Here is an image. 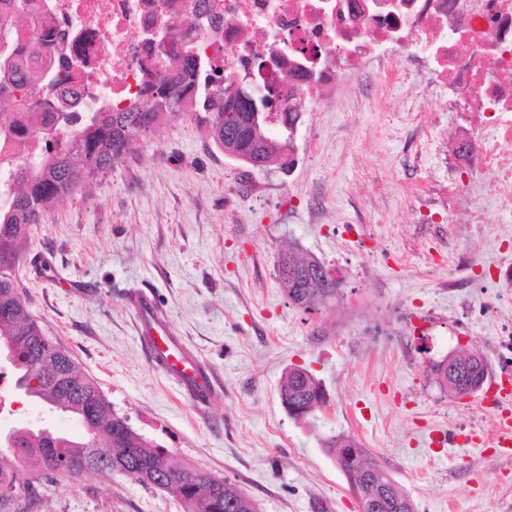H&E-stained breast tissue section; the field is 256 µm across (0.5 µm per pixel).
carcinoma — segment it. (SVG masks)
Here are the masks:
<instances>
[{"mask_svg": "<svg viewBox=\"0 0 512 512\" xmlns=\"http://www.w3.org/2000/svg\"><path fill=\"white\" fill-rule=\"evenodd\" d=\"M36 40V33L30 29L18 38L0 39L7 45L6 53L0 57V89L13 92L17 102L30 98L36 84H46L47 71L54 77L53 86L62 83L58 69L39 60ZM247 98L244 86L224 95V77L212 73L205 52L187 49L176 69L151 85L147 93L131 100L123 110L114 111L102 105L93 112H72L59 123L51 110L31 112L22 128L0 124V141L25 139L32 149L25 160L0 155V168L9 172L7 199L0 202V343L7 341L15 349L16 384L25 386L29 396L47 400L82 421L88 403L94 402L98 408L92 434L67 439L68 447L52 464L44 463L42 449L48 447L49 436L42 429L27 428L16 440L14 449H0L1 499L31 494L30 483L24 478L28 471L50 479L84 475L85 470L73 468L70 463L95 450L110 456L112 473L127 474L148 488L168 494L185 505V512H241L230 506V502L244 496L239 487H228L224 479L200 467L175 461L163 446L135 431L127 417L112 409V402L62 345L45 337L17 283L15 269L32 226L43 223L50 210L81 183L108 172L112 165L131 154L162 117L203 112L208 136L224 154L247 164L251 159V142L263 135L273 141L265 161L278 160L288 151V137L274 135L264 127L259 129L253 122L233 137L225 138L224 113L247 110ZM52 126L60 137L51 145L42 139V133ZM318 266L313 255L300 257L290 250L279 254L277 278L291 304L306 313L319 311L341 294L338 283L330 290L323 289L317 278ZM62 365L67 367L77 390L75 396L60 395L41 383L40 372H50ZM449 367L453 371L443 373L437 364L433 372L438 382L456 395L463 382L488 373L486 358L476 349L452 355ZM317 388L319 382L311 376L290 370L281 382V403L293 417L304 418L316 409L310 394ZM343 441L357 449L356 456L344 461L352 481L362 479V467L377 470L378 465L367 457V449L349 436H332L325 441V448L334 452Z\"/></svg>", "mask_w": 512, "mask_h": 512, "instance_id": "carcinoma-1", "label": "carcinoma"}]
</instances>
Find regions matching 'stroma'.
I'll list each match as a JSON object with an SVG mask.
<instances>
[{
  "instance_id": "obj_1",
  "label": "stroma",
  "mask_w": 512,
  "mask_h": 512,
  "mask_svg": "<svg viewBox=\"0 0 512 512\" xmlns=\"http://www.w3.org/2000/svg\"><path fill=\"white\" fill-rule=\"evenodd\" d=\"M336 98L302 113L285 170L224 155L195 113L153 128L33 227L17 272L30 311L137 432L233 481L259 512H358L324 448L338 434L367 448L417 512H512V459L447 440L492 437L495 408L451 395L432 372L475 348L490 378L512 373L501 344L512 288L480 276L512 264V223H449L434 183H468L470 203L485 206L493 189L431 149L448 113L418 83L382 84L368 70ZM289 248L336 270V302L314 314L289 302L276 276ZM133 287L155 294L215 370L222 389L203 410L148 362L125 300ZM295 366L329 396L305 419L279 398ZM6 374L0 427L72 433L68 415L16 390L14 368ZM30 479L34 498L0 512H184L126 475Z\"/></svg>"
}]
</instances>
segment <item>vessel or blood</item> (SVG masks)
Instances as JSON below:
<instances>
[{
  "instance_id": "1",
  "label": "vessel or blood",
  "mask_w": 512,
  "mask_h": 512,
  "mask_svg": "<svg viewBox=\"0 0 512 512\" xmlns=\"http://www.w3.org/2000/svg\"><path fill=\"white\" fill-rule=\"evenodd\" d=\"M128 303L133 310L135 330L154 368L172 379L183 398L194 407L207 406L218 393L219 381L212 367L199 358L178 336L171 320L154 295L131 291ZM503 408L497 415L494 447L512 454V390L500 396Z\"/></svg>"
}]
</instances>
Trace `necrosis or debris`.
<instances>
[{"label": "necrosis or debris", "mask_w": 512, "mask_h": 512, "mask_svg": "<svg viewBox=\"0 0 512 512\" xmlns=\"http://www.w3.org/2000/svg\"><path fill=\"white\" fill-rule=\"evenodd\" d=\"M25 14L48 29L46 56L74 60L83 109L125 108L189 45L274 90L284 112L316 110L327 86L370 65L396 82L389 61L404 54L428 91H448V158L512 185V0H27Z\"/></svg>", "instance_id": "1"}]
</instances>
